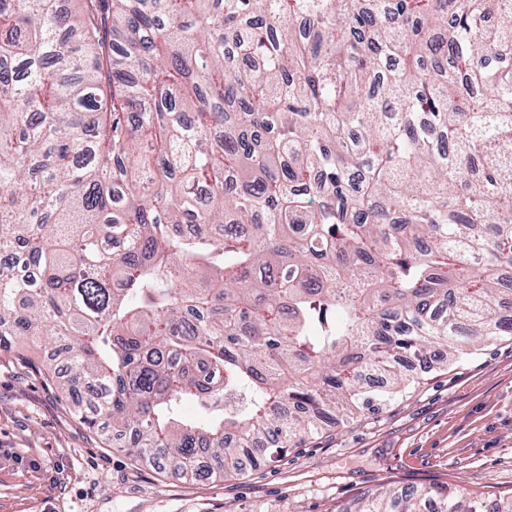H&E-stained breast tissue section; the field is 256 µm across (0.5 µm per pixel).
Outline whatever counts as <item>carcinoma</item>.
Masks as SVG:
<instances>
[{
  "instance_id": "1",
  "label": "carcinoma",
  "mask_w": 512,
  "mask_h": 512,
  "mask_svg": "<svg viewBox=\"0 0 512 512\" xmlns=\"http://www.w3.org/2000/svg\"><path fill=\"white\" fill-rule=\"evenodd\" d=\"M64 2L0 0V350L90 428L224 480L512 335V0Z\"/></svg>"
}]
</instances>
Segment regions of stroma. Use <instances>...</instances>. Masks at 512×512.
<instances>
[{"mask_svg":"<svg viewBox=\"0 0 512 512\" xmlns=\"http://www.w3.org/2000/svg\"><path fill=\"white\" fill-rule=\"evenodd\" d=\"M43 345L0 352V512H336L382 486L512 495V335L222 481L135 462L43 374Z\"/></svg>","mask_w":512,"mask_h":512,"instance_id":"35a3bbf8","label":"stroma"}]
</instances>
